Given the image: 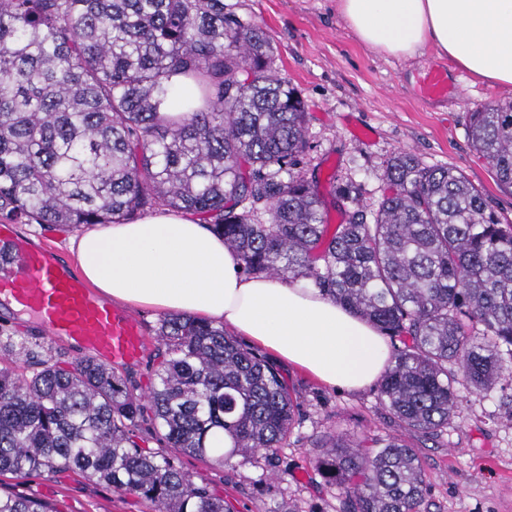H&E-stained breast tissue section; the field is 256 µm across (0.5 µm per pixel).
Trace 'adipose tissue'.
Listing matches in <instances>:
<instances>
[{
    "label": "adipose tissue",
    "instance_id": "adipose-tissue-1",
    "mask_svg": "<svg viewBox=\"0 0 512 512\" xmlns=\"http://www.w3.org/2000/svg\"><path fill=\"white\" fill-rule=\"evenodd\" d=\"M336 14L378 54L430 53L512 90V0H336ZM76 250L102 298L227 324L326 385L359 391L387 366L388 344L371 324L316 289L244 275L223 237L183 213L96 225Z\"/></svg>",
    "mask_w": 512,
    "mask_h": 512
}]
</instances>
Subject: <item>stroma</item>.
I'll use <instances>...</instances> for the list:
<instances>
[{
  "mask_svg": "<svg viewBox=\"0 0 512 512\" xmlns=\"http://www.w3.org/2000/svg\"><path fill=\"white\" fill-rule=\"evenodd\" d=\"M226 11L260 25L274 51L275 70L298 89L309 116L308 167L318 168L321 192L330 175L352 182L363 204L385 188L383 163L404 150L428 165L461 171L512 221V193L468 141V114L488 102L512 100L511 90L480 83L448 61H399L362 46L336 16L333 0H224ZM448 75L444 100L419 98L414 88L428 70ZM145 330L141 360L120 371L148 385L160 342V312H136ZM0 334L21 336L51 352L75 350L42 335L33 318L0 304ZM276 368L297 401L295 426L272 457L257 454L229 465L169 451L173 464L210 484L232 512H343L338 490L315 466L314 442L331 436L344 444L378 449L398 438L414 448L428 487L425 512H512V408L500 387L459 388L460 413L437 439L407 431L378 398L376 387L348 392L322 384L285 363ZM0 490L36 499L57 512H152L143 499L114 493L86 474L0 475Z\"/></svg>",
  "mask_w": 512,
  "mask_h": 512,
  "instance_id": "stroma-1",
  "label": "stroma"
}]
</instances>
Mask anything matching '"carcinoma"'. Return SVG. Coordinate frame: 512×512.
<instances>
[{
  "mask_svg": "<svg viewBox=\"0 0 512 512\" xmlns=\"http://www.w3.org/2000/svg\"><path fill=\"white\" fill-rule=\"evenodd\" d=\"M260 28L224 0H0V219L69 231L168 207L224 237L247 274L303 281L398 342L378 385L412 433L438 437L457 386L512 381V224L461 172L397 152L366 209L319 191L305 106ZM185 79L193 92L174 99ZM472 147L512 189V101L468 115ZM346 202L330 228L328 205ZM145 389L93 356L0 339V474L80 471L154 512H231L160 448L229 464L272 454L297 403L256 350L201 318L160 319ZM316 464L346 512H422L419 459L392 439L332 442ZM0 512H55L0 494Z\"/></svg>",
  "mask_w": 512,
  "mask_h": 512,
  "instance_id": "1",
  "label": "carcinoma"
}]
</instances>
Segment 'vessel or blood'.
Returning a JSON list of instances; mask_svg holds the SVG:
<instances>
[{"mask_svg": "<svg viewBox=\"0 0 512 512\" xmlns=\"http://www.w3.org/2000/svg\"><path fill=\"white\" fill-rule=\"evenodd\" d=\"M416 93L447 96V73L427 72ZM0 300L31 316L48 339L68 340L109 362L133 363L141 357L145 336L137 317L95 295L51 249L34 247L3 225Z\"/></svg>", "mask_w": 512, "mask_h": 512, "instance_id": "obj_1", "label": "vessel or blood"}]
</instances>
